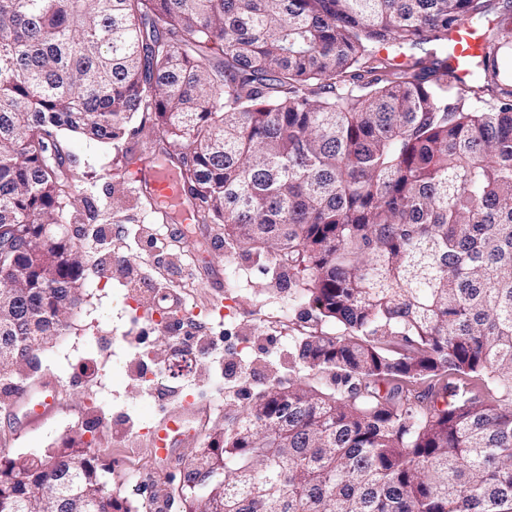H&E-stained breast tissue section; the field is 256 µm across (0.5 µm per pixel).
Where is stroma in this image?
Here are the masks:
<instances>
[{
	"label": "stroma",
	"instance_id": "obj_1",
	"mask_svg": "<svg viewBox=\"0 0 512 512\" xmlns=\"http://www.w3.org/2000/svg\"><path fill=\"white\" fill-rule=\"evenodd\" d=\"M157 137L145 128L114 147L68 133L78 171L91 172L82 189L98 200V222L111 234L104 250L85 251V272L77 305L63 327L36 346L43 366L34 376L18 364L0 375V450L22 461L75 439L88 445L113 493L125 497L131 512H182L176 486L198 449L190 443L174 463L157 467L147 431L163 405L194 397L212 405L205 435L222 433L243 406L271 384L326 387L325 377L289 370L288 349L300 336H340L342 326L288 306V294L274 280L265 258L230 252L218 224L170 233L153 223L129 198L138 184L128 170L143 159ZM156 245H148L149 235ZM138 267L136 280L122 274ZM210 271L224 276V290L207 288ZM177 319L194 307L207 314L208 348L192 346L188 367H178L172 348L185 344L192 325L160 330L156 308ZM55 379L67 394L55 415L22 431L9 417L16 386Z\"/></svg>",
	"mask_w": 512,
	"mask_h": 512
}]
</instances>
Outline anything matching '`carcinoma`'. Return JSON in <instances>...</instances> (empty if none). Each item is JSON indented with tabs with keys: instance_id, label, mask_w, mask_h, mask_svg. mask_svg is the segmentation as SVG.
<instances>
[{
	"instance_id": "1",
	"label": "carcinoma",
	"mask_w": 512,
	"mask_h": 512,
	"mask_svg": "<svg viewBox=\"0 0 512 512\" xmlns=\"http://www.w3.org/2000/svg\"><path fill=\"white\" fill-rule=\"evenodd\" d=\"M488 0H0V348L77 302V159L159 132L193 224L271 259L288 304L344 326L185 465L184 512H512V85H465L448 31ZM386 55H381L382 50ZM414 49L425 56L411 54ZM131 512L65 443L0 452V512Z\"/></svg>"
}]
</instances>
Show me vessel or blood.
Returning a JSON list of instances; mask_svg holds the SVG:
<instances>
[{
  "label": "vessel or blood",
  "instance_id": "vessel-or-blood-1",
  "mask_svg": "<svg viewBox=\"0 0 512 512\" xmlns=\"http://www.w3.org/2000/svg\"><path fill=\"white\" fill-rule=\"evenodd\" d=\"M448 44L451 48L448 75L454 82H465L480 63L484 39L477 36L471 23L462 22L449 31ZM150 178V187L160 200L180 202L182 190L169 169L153 168ZM60 393V385L53 380L40 382L34 390L19 391L14 407L18 424L26 428L50 417L57 408ZM209 413V405L192 401L167 406L150 431L154 459L168 460L176 448L199 438Z\"/></svg>",
  "mask_w": 512,
  "mask_h": 512
}]
</instances>
